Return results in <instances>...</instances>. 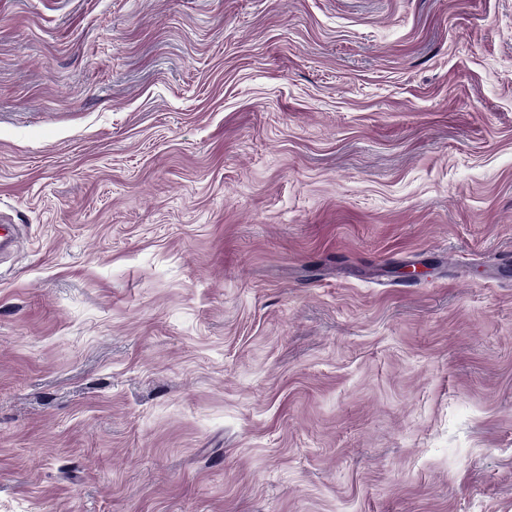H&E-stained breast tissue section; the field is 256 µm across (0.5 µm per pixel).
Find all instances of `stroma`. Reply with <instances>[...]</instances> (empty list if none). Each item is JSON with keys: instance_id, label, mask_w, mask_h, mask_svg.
<instances>
[{"instance_id": "stroma-1", "label": "stroma", "mask_w": 512, "mask_h": 512, "mask_svg": "<svg viewBox=\"0 0 512 512\" xmlns=\"http://www.w3.org/2000/svg\"><path fill=\"white\" fill-rule=\"evenodd\" d=\"M0 224V512H512V0H0Z\"/></svg>"}]
</instances>
